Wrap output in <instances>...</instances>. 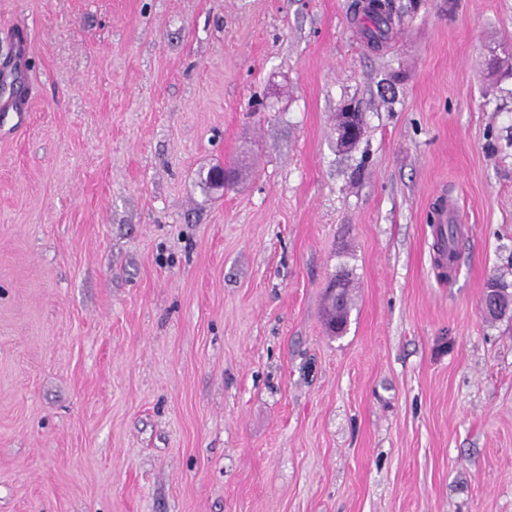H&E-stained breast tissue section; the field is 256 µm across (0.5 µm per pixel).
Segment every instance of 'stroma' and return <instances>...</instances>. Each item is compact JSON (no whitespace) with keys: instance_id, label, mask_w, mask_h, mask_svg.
<instances>
[{"instance_id":"stroma-1","label":"stroma","mask_w":512,"mask_h":512,"mask_svg":"<svg viewBox=\"0 0 512 512\" xmlns=\"http://www.w3.org/2000/svg\"><path fill=\"white\" fill-rule=\"evenodd\" d=\"M361 2L0 0V512H512V0ZM434 222L436 224H448V238H453L454 227L451 224L460 223L455 201L441 199L434 207Z\"/></svg>"}]
</instances>
